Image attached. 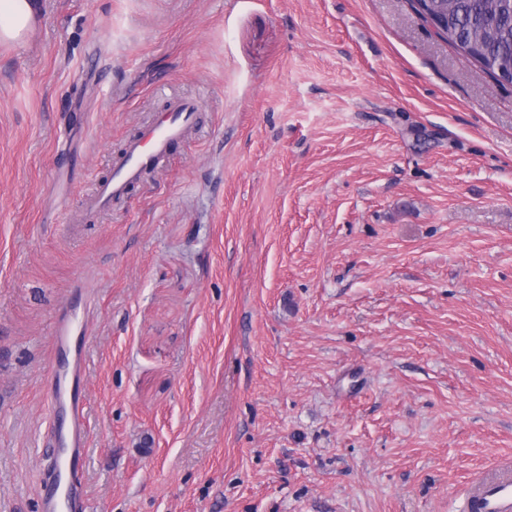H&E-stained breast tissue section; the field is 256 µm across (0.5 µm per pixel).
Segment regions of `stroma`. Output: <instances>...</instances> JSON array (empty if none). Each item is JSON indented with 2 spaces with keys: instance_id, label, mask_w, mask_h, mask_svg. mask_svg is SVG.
<instances>
[{
  "instance_id": "obj_1",
  "label": "stroma",
  "mask_w": 512,
  "mask_h": 512,
  "mask_svg": "<svg viewBox=\"0 0 512 512\" xmlns=\"http://www.w3.org/2000/svg\"><path fill=\"white\" fill-rule=\"evenodd\" d=\"M200 128L100 214L170 94ZM87 277L93 512H451L512 461V84L409 0H37L0 42V512Z\"/></svg>"
}]
</instances>
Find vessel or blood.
<instances>
[{"label":"vessel or blood","mask_w":512,"mask_h":512,"mask_svg":"<svg viewBox=\"0 0 512 512\" xmlns=\"http://www.w3.org/2000/svg\"><path fill=\"white\" fill-rule=\"evenodd\" d=\"M201 104L198 99L174 95L164 112L148 121L143 130L129 138L121 153L110 160V174L89 188L85 205L90 211L108 209L128 188L158 169L176 142L186 140L197 128ZM85 318L71 309H61L56 317L51 341L54 354H66L65 368H49L46 386L55 420L48 445L55 466L40 489V512H91L85 474L88 438L85 347H72L74 333H86ZM456 512H512V466L485 471L470 481L457 495Z\"/></svg>","instance_id":"obj_1"}]
</instances>
